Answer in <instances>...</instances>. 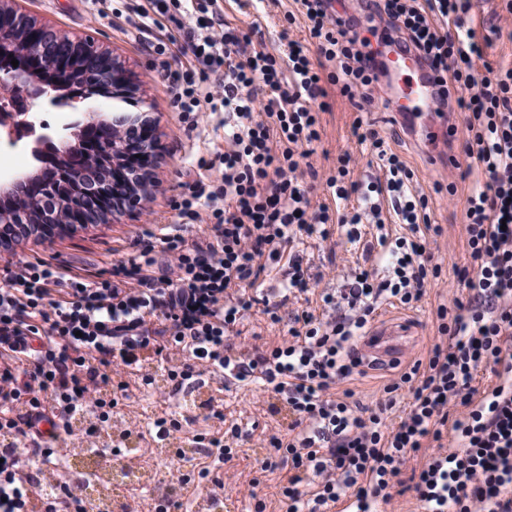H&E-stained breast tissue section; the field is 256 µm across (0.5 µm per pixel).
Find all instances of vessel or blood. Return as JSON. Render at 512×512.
Returning <instances> with one entry per match:
<instances>
[{
	"label": "vessel or blood",
	"instance_id": "vessel-or-blood-1",
	"mask_svg": "<svg viewBox=\"0 0 512 512\" xmlns=\"http://www.w3.org/2000/svg\"><path fill=\"white\" fill-rule=\"evenodd\" d=\"M384 62L381 82L395 88L387 101V113L394 122L408 126L411 141L430 165L444 171L454 170L462 158L457 151H443L442 145L457 140L461 127L458 121L437 115L438 100L429 73L413 53L395 45L389 48ZM415 336L416 327L408 318L381 320L363 339L360 354L365 363L385 370L401 362Z\"/></svg>",
	"mask_w": 512,
	"mask_h": 512
}]
</instances>
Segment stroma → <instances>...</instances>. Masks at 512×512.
Masks as SVG:
<instances>
[{"label":"stroma","instance_id":"35a3bbf8","mask_svg":"<svg viewBox=\"0 0 512 512\" xmlns=\"http://www.w3.org/2000/svg\"><path fill=\"white\" fill-rule=\"evenodd\" d=\"M26 12L38 24L74 37H92L102 49L119 58L137 88L138 101L146 102L155 124L158 163L153 169L150 197L145 208L114 213L108 221L67 231L46 246H26L17 250V259L55 256L64 260L112 266L127 257L133 240L145 229L160 232L170 224L171 204L180 192V173L187 162L206 163L216 138L212 132L186 133L174 112L166 88L155 78L148 54L130 41L119 28L100 18L90 0H27ZM212 407L220 411L213 425L228 430L232 424H251L254 437L236 448L231 461L207 473L188 469V480L196 492H204L213 482L224 484L227 512H285L280 500V474L261 470L254 451L266 445L278 429L277 419L267 410L266 396L256 385H240L215 391ZM257 484V498H250V484Z\"/></svg>","mask_w":512,"mask_h":512}]
</instances>
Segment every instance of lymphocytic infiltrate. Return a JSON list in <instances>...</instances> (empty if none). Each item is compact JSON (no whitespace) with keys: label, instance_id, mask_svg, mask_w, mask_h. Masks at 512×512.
I'll list each match as a JSON object with an SVG mask.
<instances>
[{"label":"lymphocytic infiltrate","instance_id":"1","mask_svg":"<svg viewBox=\"0 0 512 512\" xmlns=\"http://www.w3.org/2000/svg\"><path fill=\"white\" fill-rule=\"evenodd\" d=\"M144 44L181 123L219 115L224 142L187 167L161 235L143 232L111 270L77 272L44 259L0 267V429L21 439L0 451V512H26L38 486L30 452L67 431L73 412L99 406L113 374L168 364L179 384L201 375L260 384L279 429L263 467L279 470L286 512H386L412 494L421 512H512V0L476 17L474 0H294L269 48L257 23L229 20L224 0H91ZM414 51L433 75L439 109L467 130L458 178L424 191L374 123L383 46ZM361 116L351 147L327 166L312 157L334 98ZM146 125L127 126L113 182L148 175ZM470 188L456 224L431 221L433 195ZM463 241L454 288L441 287L440 243ZM318 244L342 288L323 285L304 255ZM338 266V265H337ZM278 288H265L270 273ZM321 304L312 307V296ZM430 304L431 332L363 402L358 345L381 307ZM261 311L286 327L244 347ZM50 431H43V424Z\"/></svg>","mask_w":512,"mask_h":512}]
</instances>
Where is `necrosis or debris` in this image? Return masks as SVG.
Returning a JSON list of instances; mask_svg holds the SVG:
<instances>
[{"mask_svg":"<svg viewBox=\"0 0 512 512\" xmlns=\"http://www.w3.org/2000/svg\"><path fill=\"white\" fill-rule=\"evenodd\" d=\"M102 399L103 406L95 414L82 412L69 421L68 448L61 468L79 478V494L71 495L58 480L42 484L39 499L30 504L32 512H40L48 499L68 502L67 512H122L132 491L140 493L148 512H153L158 504L155 492L160 463L198 462L206 456V449L196 447L189 428L154 440L148 428L158 421V414H145L142 427H129L112 408L111 388H104ZM115 444L121 445V453L109 461L100 456V449Z\"/></svg>","mask_w":512,"mask_h":512,"instance_id":"4bbe7bcc","label":"necrosis or debris"}]
</instances>
